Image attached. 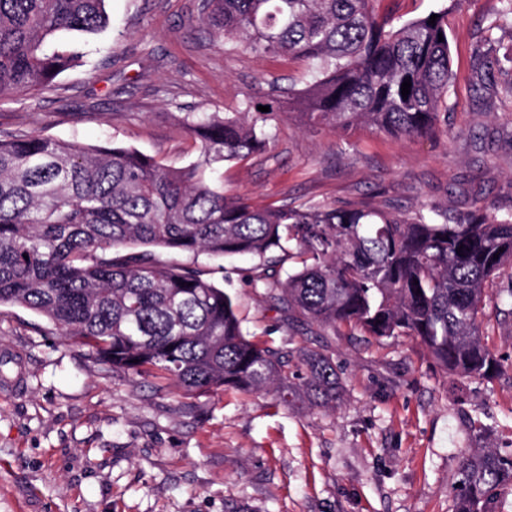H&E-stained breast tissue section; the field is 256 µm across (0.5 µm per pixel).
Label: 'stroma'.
Returning <instances> with one entry per match:
<instances>
[{"label":"stroma","mask_w":512,"mask_h":512,"mask_svg":"<svg viewBox=\"0 0 512 512\" xmlns=\"http://www.w3.org/2000/svg\"><path fill=\"white\" fill-rule=\"evenodd\" d=\"M500 0H460L448 16L454 76L448 136L394 140L282 113L269 152L221 166L225 193L259 206L372 199L459 216L512 210V23ZM110 26L54 88L0 103V130L130 145L172 166L197 160L175 125L188 112H239L271 85L303 87L306 62L214 40L200 0H109ZM493 76L478 81L476 59ZM236 297L249 338L325 350L343 394L335 410L228 391L186 396L170 382L116 375L23 308L0 307V512H454L465 451H512V305L488 301L483 337L504 373L450 381L407 337L375 341L289 326L245 258L199 255Z\"/></svg>","instance_id":"stroma-1"}]
</instances>
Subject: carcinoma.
<instances>
[{
  "label": "carcinoma",
  "instance_id": "1",
  "mask_svg": "<svg viewBox=\"0 0 512 512\" xmlns=\"http://www.w3.org/2000/svg\"><path fill=\"white\" fill-rule=\"evenodd\" d=\"M105 2L0 0V101L48 90L80 64L81 44L61 49V35L102 32ZM374 2L201 0L215 38L304 60L310 79L272 89L268 112L249 103L183 117L198 162L173 167L131 146L0 131V306L43 316L116 375L169 380L187 396L234 390L336 407L343 387L325 351L305 353L308 375L297 381L281 351L246 337L229 293L160 258L250 256L252 287L292 325L406 336L449 377L498 373L481 326L487 287L512 264V211L452 217L422 204L399 215L365 200L259 208L206 177L266 152L286 104L332 130L448 135V12L460 0L442 3L431 25L428 14L381 17ZM287 261L295 266L282 279ZM459 475L455 512H492L498 491L512 488V453L473 448Z\"/></svg>",
  "mask_w": 512,
  "mask_h": 512
}]
</instances>
